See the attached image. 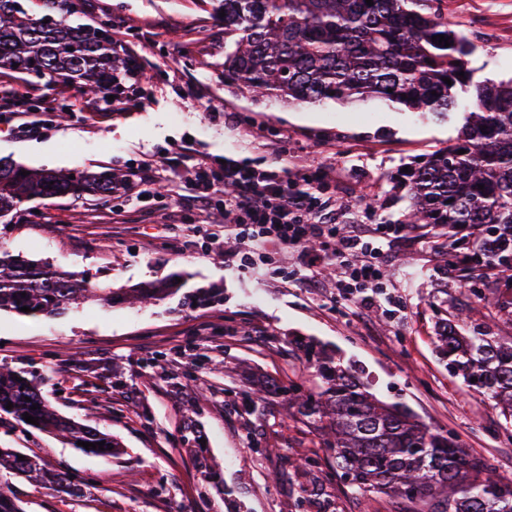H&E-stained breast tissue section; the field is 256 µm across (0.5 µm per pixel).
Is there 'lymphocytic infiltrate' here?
Instances as JSON below:
<instances>
[{
  "instance_id": "lymphocytic-infiltrate-1",
  "label": "lymphocytic infiltrate",
  "mask_w": 512,
  "mask_h": 512,
  "mask_svg": "<svg viewBox=\"0 0 512 512\" xmlns=\"http://www.w3.org/2000/svg\"><path fill=\"white\" fill-rule=\"evenodd\" d=\"M185 167L193 192L180 197V210L205 213L213 209L214 195L223 197L224 220L235 245L227 249L216 239L210 249L223 252L225 265L248 267L290 250L297 255L298 287H318L323 269L332 264L338 270V294L346 302L369 307L385 303L380 288L388 244L408 234L410 225L342 227L336 222V202L326 194L330 175L324 168L292 176L278 165L258 168L230 156L222 162L211 159L189 145L129 165L115 194L128 196L134 188L152 184L155 174Z\"/></svg>"
}]
</instances>
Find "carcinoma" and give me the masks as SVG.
Returning <instances> with one entry per match:
<instances>
[{"label": "carcinoma", "instance_id": "carcinoma-1", "mask_svg": "<svg viewBox=\"0 0 512 512\" xmlns=\"http://www.w3.org/2000/svg\"><path fill=\"white\" fill-rule=\"evenodd\" d=\"M220 6L224 89L257 106L380 99L442 120L456 108L458 95L467 94L472 108L456 138L397 174L410 201L405 223L466 227L479 247L481 268L512 277V79L474 80L476 48L464 32L448 28L418 0H373L371 6L365 0H220ZM81 13V0H0V67L112 91V69L119 63L112 33L102 22L66 21ZM120 178L110 170L31 169L0 160V222H11L33 198L110 196ZM175 292L100 288L48 262L0 252V312L18 314L27 306L32 317L63 314L87 301L110 306ZM480 300L512 324V300L491 292ZM304 348L318 381L304 390L267 379L255 401L279 395L290 417L313 424L351 488L390 496L403 505L401 512H512V482L502 481L487 461L432 431L404 405L377 399L350 369L334 366L313 345ZM438 349L453 375L512 418L511 332L467 334L447 320L440 323ZM0 413L21 423L25 413L36 417L38 424L28 427L74 446L103 441V449H89L100 456H112L117 447L111 436L61 416L34 380L5 368ZM2 470L56 493L84 488L71 474L15 448H0ZM0 512H23L9 486L0 487Z\"/></svg>", "mask_w": 512, "mask_h": 512}]
</instances>
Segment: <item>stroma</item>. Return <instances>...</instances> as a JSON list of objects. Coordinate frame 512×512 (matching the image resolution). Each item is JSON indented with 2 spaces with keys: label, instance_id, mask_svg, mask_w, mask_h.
<instances>
[{
  "label": "stroma",
  "instance_id": "35a3bbf8",
  "mask_svg": "<svg viewBox=\"0 0 512 512\" xmlns=\"http://www.w3.org/2000/svg\"><path fill=\"white\" fill-rule=\"evenodd\" d=\"M476 44L474 77L512 78V0H423ZM82 21L124 20L126 47L145 77L146 104L112 108L80 87L0 70V99L36 89L28 103L43 127L20 137L0 121V158L47 169L122 170L146 154L190 139L215 158L258 167H321L336 180V213L358 224L402 217L407 200L390 176L457 134L458 116L419 117L373 100L351 105L256 107L224 89V19L213 0H83ZM157 196L126 223L112 221L123 199L35 200L10 224L0 248L83 272L100 286L147 287L166 279L180 290L146 306L94 302L63 316L0 314V367L42 379L59 414L112 435L105 458L54 435L0 422V448H17L85 482L57 495L0 472L24 512H397L394 499L357 497L311 424L289 417L282 399L251 407L265 377L310 386V342L356 370L378 399L407 406L430 428L464 442L512 481V424L493 402L448 371L437 324L468 312L488 315L462 281L448 233L431 225L391 240L383 310H351L338 298L336 268L321 285L284 280L297 260H273L282 278L229 269L201 257L224 216L163 224L156 213L191 191L187 170L162 174ZM219 291L191 305L189 293Z\"/></svg>",
  "mask_w": 512,
  "mask_h": 512
}]
</instances>
